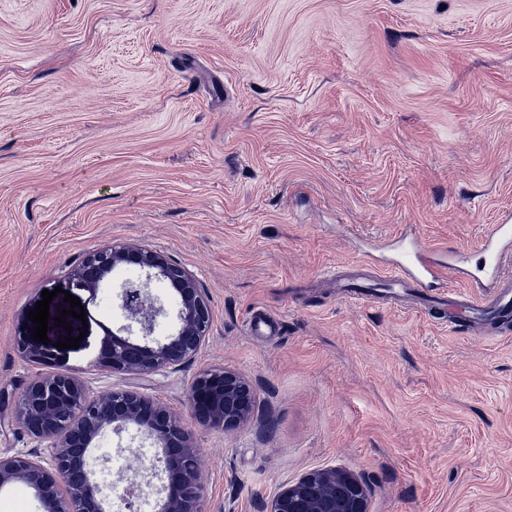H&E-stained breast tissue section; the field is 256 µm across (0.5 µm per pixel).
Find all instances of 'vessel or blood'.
I'll use <instances>...</instances> for the list:
<instances>
[{
	"instance_id": "1",
	"label": "vessel or blood",
	"mask_w": 512,
	"mask_h": 512,
	"mask_svg": "<svg viewBox=\"0 0 512 512\" xmlns=\"http://www.w3.org/2000/svg\"><path fill=\"white\" fill-rule=\"evenodd\" d=\"M481 250L484 263L477 271L459 270L468 288L458 298L448 301V324L454 328L474 327L490 320L503 321L512 316V285L503 286L499 270L512 264V221L492 225ZM445 268L433 261L418 236L404 238L396 266L383 279L392 288L412 286L430 294L443 280Z\"/></svg>"
}]
</instances>
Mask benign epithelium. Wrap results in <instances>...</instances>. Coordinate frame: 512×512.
Returning <instances> with one entry per match:
<instances>
[{
    "instance_id": "7a95c632",
    "label": "benign epithelium",
    "mask_w": 512,
    "mask_h": 512,
    "mask_svg": "<svg viewBox=\"0 0 512 512\" xmlns=\"http://www.w3.org/2000/svg\"><path fill=\"white\" fill-rule=\"evenodd\" d=\"M98 267L86 277L75 272L73 286L95 296L101 282L119 266L134 265L146 279L122 286L120 308L127 324L118 331L103 327L104 337L95 363L121 374H149L188 361L205 341L210 313L195 277L170 264L160 253L132 244L104 248L85 259ZM164 279L178 295V330L163 340L153 338L162 307L148 294L152 280ZM33 363H46L50 355L19 340ZM255 396L241 373L218 370L196 377L190 384V418L202 425L234 431L251 419ZM15 421L34 438L52 448L50 466L18 456L0 455V489L23 482L34 489L45 512H121L132 492H144L131 481L122 490L106 486L96 477L92 449L108 428L116 431L135 424L153 439L161 452L142 465L162 481L165 492L160 512H201L202 464L187 422L148 395L116 389L90 398L82 385L65 374L32 380L15 404ZM264 512H368L364 479L343 468L304 473L283 486L264 505Z\"/></svg>"
}]
</instances>
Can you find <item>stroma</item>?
<instances>
[{"label": "stroma", "instance_id": "stroma-1", "mask_svg": "<svg viewBox=\"0 0 512 512\" xmlns=\"http://www.w3.org/2000/svg\"><path fill=\"white\" fill-rule=\"evenodd\" d=\"M508 213L512 0H0V453L50 459L14 420L37 376L184 417L191 381L228 368L257 404L233 433L190 422L203 512H261L331 466L367 481L369 512H512V322L463 335L418 289L398 307L343 289L410 227L475 268ZM132 243L209 305L182 366L94 363L142 274L117 268L93 298L70 280ZM46 289L35 364L18 340ZM65 290L85 317L62 328ZM261 311L273 331H252ZM97 444L129 451L106 483L149 481L136 427Z\"/></svg>", "mask_w": 512, "mask_h": 512}]
</instances>
